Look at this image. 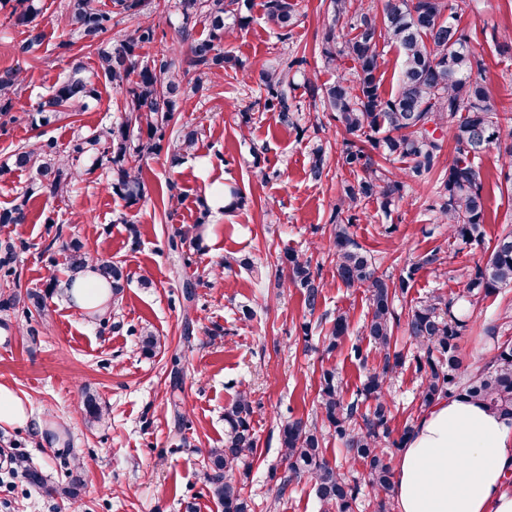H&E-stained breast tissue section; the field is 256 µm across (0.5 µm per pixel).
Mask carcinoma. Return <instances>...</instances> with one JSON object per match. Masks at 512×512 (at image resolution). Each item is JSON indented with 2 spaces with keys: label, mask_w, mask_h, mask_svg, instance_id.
<instances>
[{
  "label": "carcinoma",
  "mask_w": 512,
  "mask_h": 512,
  "mask_svg": "<svg viewBox=\"0 0 512 512\" xmlns=\"http://www.w3.org/2000/svg\"><path fill=\"white\" fill-rule=\"evenodd\" d=\"M10 16L14 25L28 28L21 42V53L35 51L43 41L34 20L41 13L40 0H14ZM473 0H382L381 8L365 9L359 0H329L328 25L322 56L329 67L347 57L354 62L351 74L340 73L331 83L304 79V88L313 108L333 114L343 149L336 165L365 176L355 183L341 181L340 194L331 216L333 232L330 249L336 256V278L347 287L365 289L369 311L361 335L383 352V364L365 375L360 394L371 402L361 410L357 400L347 402L343 386L333 368L320 375L319 417L312 420L289 419L281 424L282 460L288 461V478L277 488L280 500L288 484L307 478L313 485L320 512H352L359 486L347 478L326 458L323 429H332L352 457L366 466L367 483L373 494L375 512H393L392 472L387 462L385 443L390 437V405L387 401L390 381L406 361L415 364L420 374L421 405L430 406L437 399L466 395L493 411L512 418V341H501L496 329L488 330L493 340V354L475 373L462 368L457 341L466 327V319L455 315V299L432 295L419 301L407 314L404 331L415 345L410 355L392 350L395 328L400 316L395 299L407 293L417 270L438 261L437 253L424 256L415 265L391 278L379 272L375 258L351 235L350 227L364 213L368 201L380 205L385 216L402 198L408 181L435 183V222L448 225V233L460 244L481 241L480 227L486 221L481 164L487 151L474 152L481 134L492 140L503 165L507 195L512 196V113L489 104L490 96L483 80L485 63L460 28L461 12ZM112 8L103 9L99 0H67L61 22L77 39L96 47L98 65L86 74L77 62L71 74L53 85L29 113L32 123L49 124L73 116L74 112L98 98L96 81L103 80L124 95V113L120 121L105 126L89 136H76L65 153L48 139L39 147L17 148L12 154L14 167L35 175L21 200L0 208V235L6 236L0 272L7 279L15 274L13 262L19 227L25 223L29 199L41 190L63 199L74 182L102 166L112 170V192L130 208L146 201L148 191L142 178L141 162L148 154L163 150L171 163L196 154L202 130L183 126L166 137L180 103L199 91L203 80L224 76V69L237 60L224 52V42L250 22L251 0H178L183 19L182 40L188 42V67H183L179 50L173 46L155 56L143 49L157 40V24L147 12L150 0H111ZM269 21L283 31L297 22L291 0H265ZM119 15L140 17L138 26L128 35L112 41L103 36L112 30V20ZM199 22L207 29L203 38L189 39L186 24ZM391 45L400 56L396 91L382 89L379 46ZM302 60L279 61L262 71L266 96L264 108L276 112L282 122L300 132L288 91L296 86L292 71ZM22 71L0 73V116L12 112L18 103ZM453 126L454 150L448 168L438 173L437 163L443 139L436 136ZM384 160L401 161L406 167L393 172L376 164L371 152ZM95 159L80 171L77 162L85 155ZM325 149L317 143L311 149L309 175L320 181L325 175ZM205 220L175 229L170 240L172 250L178 244L194 240ZM287 285L299 289L309 312L316 310L325 283L312 270L311 259L296 251L282 259ZM92 269L112 288V298L123 292L128 274L123 266L110 260L96 259L79 245L70 247L65 286L77 275ZM512 285V231L503 232L486 261L475 266L465 283L469 298H488ZM349 316L339 313L323 336L325 351H334L348 335ZM253 407L245 392L224 411V447L208 453L206 474L212 495L224 512H250V500L244 495L240 465L248 464L257 454V441L251 419Z\"/></svg>",
  "instance_id": "obj_1"
}]
</instances>
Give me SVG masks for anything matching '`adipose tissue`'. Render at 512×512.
<instances>
[{
  "instance_id": "1",
  "label": "adipose tissue",
  "mask_w": 512,
  "mask_h": 512,
  "mask_svg": "<svg viewBox=\"0 0 512 512\" xmlns=\"http://www.w3.org/2000/svg\"><path fill=\"white\" fill-rule=\"evenodd\" d=\"M399 456L397 512H512V420L467 396L435 401Z\"/></svg>"
}]
</instances>
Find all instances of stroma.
I'll list each match as a JSON object with an SVG mask.
<instances>
[{
	"mask_svg": "<svg viewBox=\"0 0 512 512\" xmlns=\"http://www.w3.org/2000/svg\"><path fill=\"white\" fill-rule=\"evenodd\" d=\"M66 0H41L36 19L44 41L31 55L20 54L22 27L14 25L8 9L0 10V71L22 69L24 85L14 118L0 120V167L10 164L15 148L39 146L53 139L69 149L76 135H89L122 115L124 96L99 83L100 97L86 112L48 126L34 128L29 110L55 83L66 78L73 60L93 67L95 54L72 36L60 21ZM298 21L289 31L271 25L264 0H253L250 26L224 45L238 59L223 79L204 82L202 90L185 99L175 114L177 125H200L204 136L196 154L171 165L167 153L144 159L142 176L150 199L127 210L113 194L108 168L82 177L66 199L36 193L28 203L21 232L26 248L17 250L15 280L0 281V384L24 395L36 419L57 426V433L39 438L31 430H0V512H222L212 498L202 462L210 449L224 444V409L239 392H247L254 413L251 425L257 455L247 472L245 493L254 512H266L278 500V512H319L310 482L294 481L277 497L282 449L279 428L292 418H315L322 368L335 367L346 400L358 393L366 371L381 366L383 355L359 333L368 312L364 289L349 288L336 278V259L328 250L331 215L340 180L328 174L322 181L309 176L315 141L327 142L329 159H336L341 136L328 113L314 110L302 86L305 78L334 80L350 72L325 66L321 47L328 0H296ZM462 25L486 64L485 84L497 108L512 107V49L501 52L492 31L512 30V0H478L466 11ZM302 61L295 81V102L307 126L305 135L266 111L259 87L261 70L276 61ZM249 125H242V114ZM259 158H252L251 149ZM208 158L209 177L197 169ZM271 173L255 175L254 162ZM501 163L496 152L483 160L482 182L487 218L479 246L470 248L448 237V227L434 221L430 183H407L391 215L369 203L354 239L376 258L387 275L429 253L438 263L421 267L404 297L394 302L406 315L416 301L432 294L455 298L466 276L490 253L502 231L512 227V199L501 196ZM238 187L244 207L210 213L199 241L173 251L168 239L180 225L195 223L206 200L210 180ZM172 188L179 201L160 203L157 193ZM131 214L141 227L132 238L119 221ZM80 243L93 256L121 262L130 276L119 301L102 316L75 308L63 285L68 277L67 253ZM297 251L312 259L325 287L315 312H308L298 289L279 285L281 260ZM249 258L253 271L239 259ZM150 286H142V278ZM58 286H51V279ZM36 291L44 297L43 314H24L22 306L6 305L9 294ZM251 308L252 319L242 316ZM347 312L350 332L334 352L321 338L339 312ZM467 328L459 342L460 356L478 369L493 347L486 330L512 338V287L494 297L473 300L466 308ZM311 322L310 334L301 326ZM156 339L153 354L141 348V330ZM368 354L359 366L352 345ZM421 378L405 364L389 388L390 428L400 433L420 413ZM91 389L102 419L87 426L83 391ZM326 456L341 472L360 482L354 512H373L366 469L348 455L332 430H325ZM23 457L37 469L54 494L35 489L24 474L15 472L8 457ZM80 475L77 498L63 494L70 474Z\"/></svg>",
	"mask_w": 512,
	"mask_h": 512,
	"instance_id": "stroma-1",
	"label": "stroma"
}]
</instances>
